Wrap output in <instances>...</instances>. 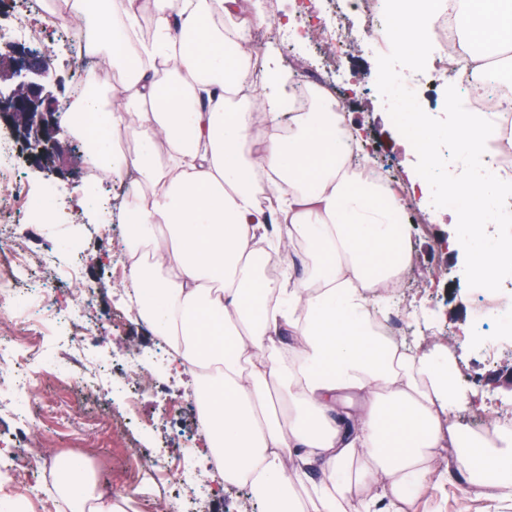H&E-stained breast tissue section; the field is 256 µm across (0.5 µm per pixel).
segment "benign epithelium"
Masks as SVG:
<instances>
[{"instance_id": "7a95c632", "label": "benign epithelium", "mask_w": 512, "mask_h": 512, "mask_svg": "<svg viewBox=\"0 0 512 512\" xmlns=\"http://www.w3.org/2000/svg\"><path fill=\"white\" fill-rule=\"evenodd\" d=\"M6 62L12 87L6 94L0 91V124L24 135L27 160L41 168L48 157L61 152L55 114L66 106L58 104L46 91L49 75L46 56L13 45Z\"/></svg>"}]
</instances>
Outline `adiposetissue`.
<instances>
[{
    "instance_id": "obj_1",
    "label": "adipose tissue",
    "mask_w": 512,
    "mask_h": 512,
    "mask_svg": "<svg viewBox=\"0 0 512 512\" xmlns=\"http://www.w3.org/2000/svg\"><path fill=\"white\" fill-rule=\"evenodd\" d=\"M236 0H154V39L126 51L139 0H120L110 37L90 0H74L90 57L122 70V96L82 95L61 116L76 135L88 118L100 134L86 159L101 177L134 169L126 247L133 260L135 320L174 351L204 422V458L224 485L247 486L269 512H406L422 490L463 484L495 512L512 507V431L472 433L456 421L469 396L454 385L442 350L407 349L380 336L371 308L409 264L411 227L401 198L341 133L336 100L312 87L294 108L289 77L264 70L270 94L238 98L251 57L243 28L225 26ZM466 56L458 80L478 79L488 55L512 69V0H457ZM405 59L428 63L427 4L402 21ZM448 91L447 124L402 115L398 145L417 155L428 191L441 140L465 147L448 174L445 214L458 230L450 251L468 256L491 290L512 266V180L482 176L483 144L502 129L495 114L462 112ZM269 133L253 146L257 121ZM127 130L133 151L106 129ZM497 225L488 236L487 225ZM303 254L294 276L267 266L282 249ZM357 399L351 427L338 401ZM454 456L429 482L444 449ZM66 512H128L132 496L97 484L81 459L53 468Z\"/></svg>"
}]
</instances>
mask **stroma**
<instances>
[{"label": "stroma", "mask_w": 512, "mask_h": 512, "mask_svg": "<svg viewBox=\"0 0 512 512\" xmlns=\"http://www.w3.org/2000/svg\"><path fill=\"white\" fill-rule=\"evenodd\" d=\"M30 47L50 59L48 91L60 101L70 100L74 80L83 68L82 60L62 40L34 41ZM255 47L271 50L282 66L295 75L303 74L321 57L312 40L300 41L291 50L266 36ZM382 62L377 47L350 45L342 101L351 125L364 134L370 156L399 182L415 170L416 163L399 150L395 129L383 120L388 113L387 92L377 78ZM59 140L63 153L52 162L50 171L31 167L26 158L18 160L19 177L25 188L50 192L57 199L56 222L44 223L31 213L10 222L9 234L32 255L53 248L60 236L87 239L80 274L95 291L92 316L111 327L110 339L101 345H90L88 352L106 358L112 366L151 376L156 388L144 397L140 407L141 414L149 420L148 426L139 430L137 437H117L101 431L97 418L101 409L122 406L121 398L108 395L96 406L82 400L74 389L60 386L56 378L46 379L37 397L44 410L40 428L54 451L96 458L97 470L111 476L113 487L132 490L145 476L131 456L134 439L148 445L159 439L167 448L193 446L200 434L197 413L186 377L163 372L156 363L153 354L158 342L154 336L131 319L119 316L123 292L131 288L132 282L126 274L112 276L109 260L120 257L124 249L126 233L121 213L131 189L130 177L93 180L87 173L83 144L64 134ZM81 196L86 197V205H77ZM404 205L405 220L412 226V264L401 282L399 302L407 314L399 324L398 338L421 350L436 345L448 348L456 359L458 378L464 379L466 389L484 401L483 406L462 410L458 422L468 425L474 416L491 421L500 410L512 411V339L503 343L491 359L471 341L461 339L460 323L474 325L481 317L467 264L463 258L442 250L440 241L448 237L450 227L439 222L436 209L417 196H405ZM487 508V502L449 486L437 496L421 494L413 512H486Z\"/></svg>", "instance_id": "35a3bbf8"}]
</instances>
